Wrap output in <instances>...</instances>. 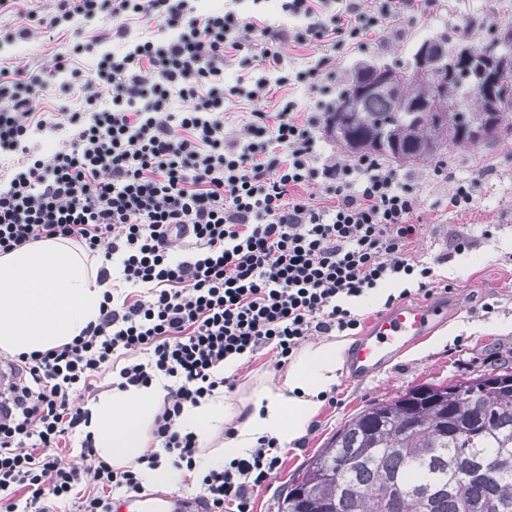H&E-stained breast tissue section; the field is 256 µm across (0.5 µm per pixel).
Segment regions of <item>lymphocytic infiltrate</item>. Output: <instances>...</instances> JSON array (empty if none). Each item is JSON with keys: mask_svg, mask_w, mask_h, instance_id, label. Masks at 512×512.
Here are the masks:
<instances>
[{"mask_svg": "<svg viewBox=\"0 0 512 512\" xmlns=\"http://www.w3.org/2000/svg\"><path fill=\"white\" fill-rule=\"evenodd\" d=\"M281 0L304 18L291 31L253 15L195 0H55L40 27L67 30L107 16L106 35H91L71 55L54 54L34 72L0 69V253L43 239L79 242L117 264L127 288L103 305L97 323L72 342L17 362L27 378L11 387L0 412V506L17 512H112V493H138L134 467L98 460L90 439L79 455L62 450L88 413L78 401L97 379L117 371L119 387L171 379L152 431L157 451L194 469L192 434L174 425L185 403L224 386L227 358L266 347L289 358L311 334L357 329L346 304L393 279L430 267L411 244L416 188L375 157L349 163L323 154L317 130L333 103L331 59L288 71L280 46L360 48L383 19L411 0H379L373 16L355 0ZM155 25L156 36L132 37L131 21ZM116 48L101 51L104 39ZM92 58L89 69L76 66ZM241 69L233 83L224 68ZM261 69L262 77H245ZM61 93L78 107L41 112L37 100L60 73ZM308 85L320 97L307 115L293 99L276 111L243 117L235 138L224 134V101L252 103ZM64 135L65 147L34 155L42 132ZM182 237L184 256L172 253ZM146 361H136V354ZM126 358L115 368L118 358ZM277 442L202 478L208 512L236 502L276 470Z\"/></svg>", "mask_w": 512, "mask_h": 512, "instance_id": "1", "label": "lymphocytic infiltrate"}]
</instances>
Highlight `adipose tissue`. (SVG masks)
<instances>
[{
    "instance_id": "adipose-tissue-1",
    "label": "adipose tissue",
    "mask_w": 512,
    "mask_h": 512,
    "mask_svg": "<svg viewBox=\"0 0 512 512\" xmlns=\"http://www.w3.org/2000/svg\"><path fill=\"white\" fill-rule=\"evenodd\" d=\"M100 261L82 247L44 239L0 254V354L16 356L72 342L98 321L111 282L99 281ZM342 345H309L282 382L256 387L240 408L224 403L221 391L185 404L176 421L195 436L200 467L250 456L262 440L288 445L303 437L337 381ZM165 391L160 382L112 387L90 402L87 426L97 457L115 467L138 465L150 452L154 419ZM144 490L168 494L183 484V470L162 463L141 466Z\"/></svg>"
}]
</instances>
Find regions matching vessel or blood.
<instances>
[{"label":"vessel or blood","mask_w":512,"mask_h":512,"mask_svg":"<svg viewBox=\"0 0 512 512\" xmlns=\"http://www.w3.org/2000/svg\"><path fill=\"white\" fill-rule=\"evenodd\" d=\"M448 320L447 302L403 303L375 317L351 345L352 378L369 379Z\"/></svg>","instance_id":"b4317fda"}]
</instances>
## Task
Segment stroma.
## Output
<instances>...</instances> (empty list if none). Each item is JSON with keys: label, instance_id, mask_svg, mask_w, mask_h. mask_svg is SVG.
Instances as JSON below:
<instances>
[{"label": "stroma", "instance_id": "1", "mask_svg": "<svg viewBox=\"0 0 512 512\" xmlns=\"http://www.w3.org/2000/svg\"><path fill=\"white\" fill-rule=\"evenodd\" d=\"M508 24H512V0H416L413 11L388 19L364 50L286 43L281 52L293 71L329 55L341 86L356 66L408 58L426 38L440 34L453 38L465 28L474 39L484 41ZM110 26V20L103 18L91 30L73 28L52 37L39 31L26 39L0 40V65L12 70L38 66L45 54L66 52L92 30ZM438 161L447 166V178L434 177L429 165L403 166L399 173L420 195L413 221L421 231L413 255L431 267L434 280L431 292L412 291L408 300L447 301V323L375 377L357 381L347 368H340L330 400L323 402L306 435L281 446L278 468L262 486L249 490L250 512H277L278 498L289 481L349 416L371 400L424 382L459 379L512 354V137L477 150L448 149ZM472 177L478 184L471 208L450 211L448 197L456 180ZM460 239L468 243L462 252L454 249ZM287 372V366L278 365L274 350L263 349L235 371V388L225 392L224 401L240 405L256 386L282 382Z\"/></svg>", "mask_w": 512, "mask_h": 512}]
</instances>
